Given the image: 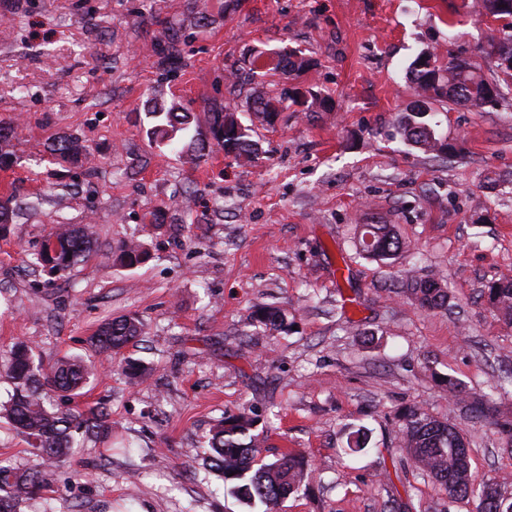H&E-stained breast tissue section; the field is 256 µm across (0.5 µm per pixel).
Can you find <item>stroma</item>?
I'll return each mask as SVG.
<instances>
[{
  "mask_svg": "<svg viewBox=\"0 0 512 512\" xmlns=\"http://www.w3.org/2000/svg\"><path fill=\"white\" fill-rule=\"evenodd\" d=\"M472 2L23 0L0 11V200L23 205L0 234V362L19 341L46 364L92 358L74 406L112 415L111 434L79 437L51 497L21 512H252L203 461L210 429L248 407L257 463L292 452L311 472L276 512H473L404 461L393 411L409 406L468 440L474 483L512 489V453L432 379L479 390L512 368V324L483 298L512 275V86L480 112L438 105L458 155L429 157L395 129L422 51L473 58L497 78L492 22ZM284 45L312 56L296 83L334 109L259 129L262 162L237 166L204 118L250 93L227 80L248 50ZM154 97L196 113L205 160L151 142ZM62 135L84 146L80 164L52 156ZM372 216L408 244L391 263L356 253L353 226ZM54 224L91 225L95 245L49 287L28 259ZM131 239L150 259L113 267ZM429 274L447 281L448 311L404 294ZM261 305L287 309L288 331L247 329ZM127 313L145 333L120 357L149 367L143 381L89 346ZM359 425L369 449L346 453L345 430Z\"/></svg>",
  "mask_w": 512,
  "mask_h": 512,
  "instance_id": "stroma-1",
  "label": "stroma"
}]
</instances>
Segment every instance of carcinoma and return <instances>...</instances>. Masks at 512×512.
I'll return each mask as SVG.
<instances>
[{
    "instance_id": "1",
    "label": "carcinoma",
    "mask_w": 512,
    "mask_h": 512,
    "mask_svg": "<svg viewBox=\"0 0 512 512\" xmlns=\"http://www.w3.org/2000/svg\"><path fill=\"white\" fill-rule=\"evenodd\" d=\"M477 7L482 16L506 20L501 34L489 39L490 53L497 58L501 74L499 80H488L480 65L467 58H453L445 68L436 64L427 69L421 67L418 56L408 65V79L418 100L398 115L396 132L405 143L427 155L446 157L453 150L438 130L434 105L448 101L481 110L487 99L501 96V85L512 84V72L504 66L512 62V0H477ZM310 66L311 61L298 47L250 50L242 69L254 84V91L241 104L228 103L223 109L208 113V129L215 145L235 161L254 165L261 160V148L254 139L255 127L276 128L284 120L283 113L292 107L303 112L330 111V97L310 91L302 101L297 87L288 86V81ZM241 107L252 115L248 125L238 117ZM146 115L153 120L149 135L155 144L185 153L194 161L204 158V144L194 139L187 142L182 137L195 120L192 113L173 103L155 102ZM54 151L63 160L75 161L82 154V147L75 138L64 136ZM47 237L55 242V254L48 256L38 249L32 253L31 263L58 279L68 278L71 269L85 260L94 245L93 232L86 225L53 226ZM353 239L359 255L383 263L395 259L406 247L396 225L375 219L354 225ZM149 258L142 242L130 240L112 254V263L133 269ZM405 292L428 310L448 309L450 292L440 277L416 279ZM485 295L487 304L512 323V278L492 282ZM247 323L272 332L288 330V316L277 307L253 309ZM143 334L144 324L139 316L128 313L102 323L90 343L95 353L115 357ZM0 366L13 385L9 399L0 402V418L6 419L29 447L38 448L32 452L36 457L32 468L19 471L0 466V512H17L23 501L51 490L50 467L68 455L77 435L107 433L112 430V421L103 406L73 412L60 407L52 397L56 393L69 401L82 394L94 376L95 365L91 362L63 357L46 367L35 361L30 347L19 343ZM442 383L448 389V398L472 419L492 425L499 440L512 447V419L496 417L495 406V397L512 392V372L489 385V392L479 395L471 394L462 382L449 376ZM396 417L401 422V447L406 459L420 474L434 480L448 494V500L473 502L475 512H512V493L505 483H473L469 449L454 426L417 407L403 409ZM254 424L255 417L246 412L224 417L210 432L204 461L222 475L231 493L250 504H260L262 512H274L281 500L308 484L309 472L302 460L288 453L274 462L255 466L258 440L251 434Z\"/></svg>"
}]
</instances>
